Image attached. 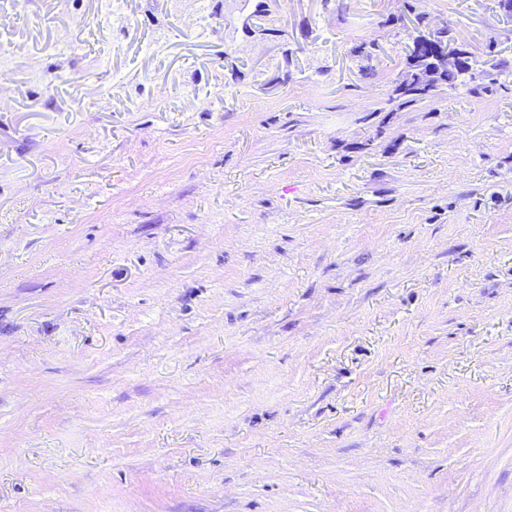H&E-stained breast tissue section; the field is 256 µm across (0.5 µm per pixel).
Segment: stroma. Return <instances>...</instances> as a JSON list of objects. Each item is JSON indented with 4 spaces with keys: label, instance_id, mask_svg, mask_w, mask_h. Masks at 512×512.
Here are the masks:
<instances>
[{
    "label": "stroma",
    "instance_id": "1",
    "mask_svg": "<svg viewBox=\"0 0 512 512\" xmlns=\"http://www.w3.org/2000/svg\"><path fill=\"white\" fill-rule=\"evenodd\" d=\"M0 512H512L498 0H0ZM428 42L432 43L433 46L432 57L437 62L436 69H421V67H415L416 60H411V68L414 70V73H417L419 80L418 87H420V89H427L434 84L440 72L448 71L449 68H453L468 52L457 45L450 46L446 43L434 40Z\"/></svg>",
    "mask_w": 512,
    "mask_h": 512
}]
</instances>
